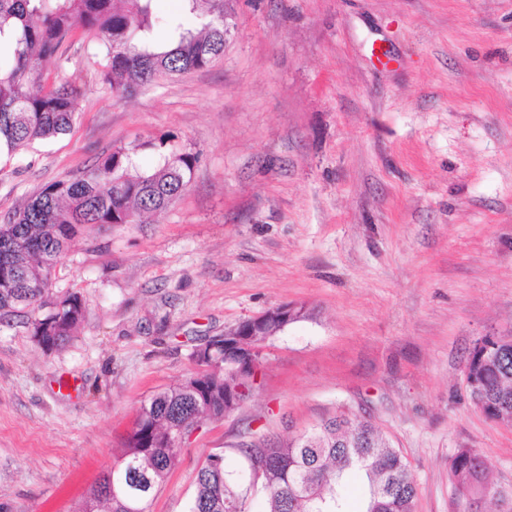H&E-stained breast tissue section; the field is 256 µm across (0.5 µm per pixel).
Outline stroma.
<instances>
[{
  "label": "stroma",
  "mask_w": 512,
  "mask_h": 512,
  "mask_svg": "<svg viewBox=\"0 0 512 512\" xmlns=\"http://www.w3.org/2000/svg\"><path fill=\"white\" fill-rule=\"evenodd\" d=\"M224 55L120 95L98 32L48 80L78 86L70 132L0 156V220L123 147L197 158L187 192L135 224L87 227L53 291L70 339L0 324V512H79L141 404L197 371L226 328L288 304L252 396L204 421L150 512H188L199 464L345 414L407 461L415 512H462L451 459L512 491V425L466 386L479 338L512 336V0H234Z\"/></svg>",
  "instance_id": "1"
}]
</instances>
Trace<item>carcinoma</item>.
Here are the masks:
<instances>
[{
	"instance_id": "cac0c4a2",
	"label": "carcinoma",
	"mask_w": 512,
	"mask_h": 512,
	"mask_svg": "<svg viewBox=\"0 0 512 512\" xmlns=\"http://www.w3.org/2000/svg\"><path fill=\"white\" fill-rule=\"evenodd\" d=\"M152 2L0 0V153L71 130L76 87L64 79L45 84L38 67L78 28L101 34L103 78L123 94L159 75L204 69L224 55V0H181L183 11L199 21L197 32L178 17L160 21ZM161 23L167 29L163 42L154 37ZM195 163L194 155L172 149L155 168L142 170L133 154L118 148L32 196L0 224V320H19L45 349L65 343L84 314L77 295L50 293L68 245L91 224H134L167 209L188 189ZM45 307V315H35ZM263 342V336L240 337L241 365L227 371L195 352L201 370L141 406L112 466V495L103 498L95 487L79 512H149L155 492L179 462L181 449L171 446V437L202 418H224L238 387L250 385L247 348ZM468 388L488 418H512V343L474 345ZM237 452L246 463L243 474L212 466L211 454L200 464L188 512H251L250 496L257 490L266 495L267 512H344L345 479L352 470L363 478L362 512L414 509L416 485L408 464L369 420L335 415L302 437ZM451 472L463 496L501 495L486 483L474 448L458 449Z\"/></svg>"
}]
</instances>
